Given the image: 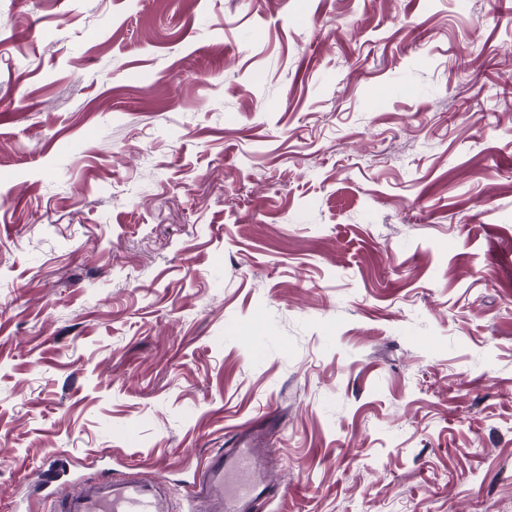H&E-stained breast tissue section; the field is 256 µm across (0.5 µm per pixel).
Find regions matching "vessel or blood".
<instances>
[{
    "label": "vessel or blood",
    "instance_id": "obj_1",
    "mask_svg": "<svg viewBox=\"0 0 512 512\" xmlns=\"http://www.w3.org/2000/svg\"><path fill=\"white\" fill-rule=\"evenodd\" d=\"M264 432L261 426H242L231 451L210 454L199 468L192 494L205 503L207 512H253L268 490L259 472ZM59 472L58 458L50 457L36 490L47 512H163L156 492L141 480L64 482Z\"/></svg>",
    "mask_w": 512,
    "mask_h": 512
}]
</instances>
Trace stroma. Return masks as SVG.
<instances>
[{
  "label": "stroma",
  "mask_w": 512,
  "mask_h": 512,
  "mask_svg": "<svg viewBox=\"0 0 512 512\" xmlns=\"http://www.w3.org/2000/svg\"><path fill=\"white\" fill-rule=\"evenodd\" d=\"M266 416L256 512H512V0H0V512Z\"/></svg>",
  "instance_id": "obj_1"
}]
</instances>
